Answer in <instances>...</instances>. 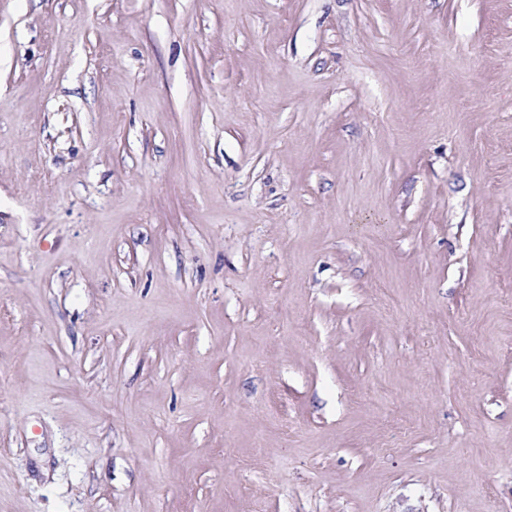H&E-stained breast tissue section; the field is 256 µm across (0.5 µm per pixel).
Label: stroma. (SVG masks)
I'll use <instances>...</instances> for the list:
<instances>
[{"label": "stroma", "instance_id": "1", "mask_svg": "<svg viewBox=\"0 0 512 512\" xmlns=\"http://www.w3.org/2000/svg\"><path fill=\"white\" fill-rule=\"evenodd\" d=\"M512 0H0V512H512Z\"/></svg>", "mask_w": 512, "mask_h": 512}]
</instances>
